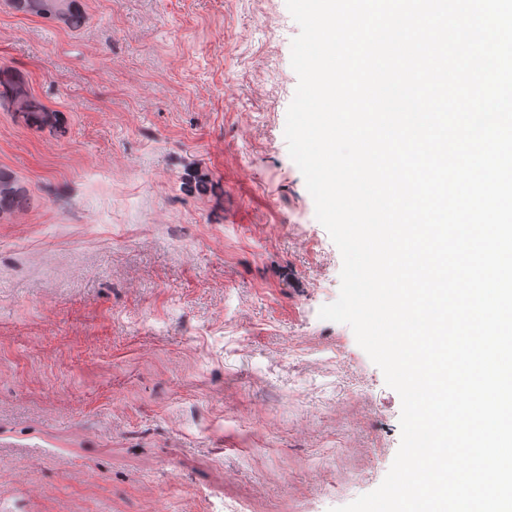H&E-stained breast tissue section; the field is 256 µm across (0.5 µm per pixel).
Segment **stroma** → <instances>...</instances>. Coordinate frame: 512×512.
<instances>
[{
	"mask_svg": "<svg viewBox=\"0 0 512 512\" xmlns=\"http://www.w3.org/2000/svg\"><path fill=\"white\" fill-rule=\"evenodd\" d=\"M0 0V512H329L401 400L321 319L342 258L284 137L286 0ZM17 9L35 14H55L60 16L67 25L77 24L78 16L73 13L66 14L62 10L63 0H11ZM34 2V3H32Z\"/></svg>",
	"mask_w": 512,
	"mask_h": 512,
	"instance_id": "obj_1",
	"label": "stroma"
}]
</instances>
